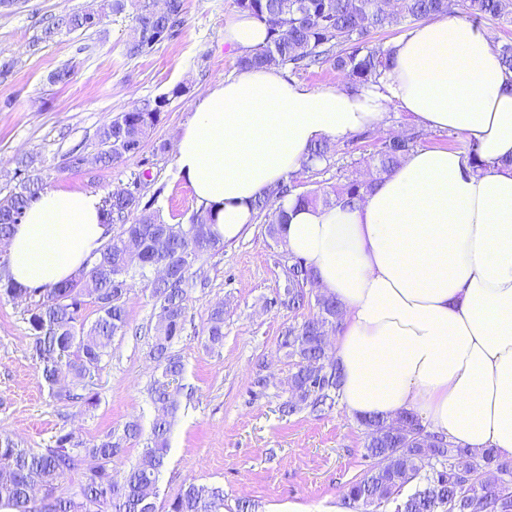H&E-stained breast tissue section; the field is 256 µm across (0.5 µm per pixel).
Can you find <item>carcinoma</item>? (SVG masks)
<instances>
[{
  "label": "carcinoma",
  "mask_w": 512,
  "mask_h": 512,
  "mask_svg": "<svg viewBox=\"0 0 512 512\" xmlns=\"http://www.w3.org/2000/svg\"><path fill=\"white\" fill-rule=\"evenodd\" d=\"M168 4L162 14L149 10L141 15L142 40L130 53H145L169 36L179 22L183 0H168ZM235 4L267 28L265 44L240 56V67L291 64L306 69L329 63L361 86L376 82L388 66V52L370 43L372 32L407 18L426 20L450 9L448 0H394L390 9L384 0H235ZM455 5L475 24L487 19L512 24V0H455ZM99 22V14L93 11L68 13L44 35L49 39L58 30H86ZM159 117L158 109L148 104L113 117L97 133L99 161L110 164L138 153ZM419 138L413 131L381 142L369 157L368 174L362 179L297 194L293 185L282 181L259 196L253 216L268 219L267 232L279 243L281 228L288 223L284 210L275 207L279 200L293 194L303 206H352L378 178L399 167ZM333 151L329 140L315 143L303 167L329 160ZM42 189L39 175L30 174L18 190L0 200L1 240L21 222ZM104 203L107 217L134 214L135 221L123 225L91 266L83 268L88 273L85 281L72 278L53 288L33 290L25 318L33 355L51 397L76 398L88 408L96 407L91 380L109 355L112 338L126 331V300L131 282L138 279L151 289L158 308L148 343V356L161 370L148 389L157 416L139 464L119 474L113 464L122 459L128 441L141 437L136 422L127 423L119 435L110 432L92 443L61 427L49 445L36 450L23 448L11 435L0 432V509L7 512H159L158 475L170 451L168 435L180 395L170 387L184 372L173 345L187 318L191 269L201 257L222 250L224 241L212 231L211 214L204 210L194 213L187 224H169L135 193H110ZM315 280L306 261L294 257L283 292L273 299V304L291 312L315 308L301 324L288 327L280 340V349L295 367L289 396L280 405L286 416L303 407L330 409L341 389V371L328 336L339 326L343 307L333 295L315 296L307 290ZM89 302L97 307L98 317L87 328L83 310ZM207 336L211 347L223 345L224 307L211 310ZM61 376L69 378L65 387L58 385ZM358 422L366 430V457L371 465L366 476L345 490L346 507L355 512H512V458H503L492 448L454 445L445 436L426 431L412 412L391 420L362 416ZM86 457L97 460L96 470L83 474L76 488L64 487L67 476ZM426 459L435 461L428 471L423 468ZM408 486L412 491L406 495ZM35 489L41 490V498L34 496ZM164 509L224 512V489L185 483Z\"/></svg>",
  "instance_id": "1"
}]
</instances>
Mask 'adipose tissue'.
Returning a JSON list of instances; mask_svg holds the SVG:
<instances>
[{"label": "adipose tissue", "mask_w": 512, "mask_h": 512, "mask_svg": "<svg viewBox=\"0 0 512 512\" xmlns=\"http://www.w3.org/2000/svg\"><path fill=\"white\" fill-rule=\"evenodd\" d=\"M224 41L246 52L265 43L266 27L241 13ZM387 50L389 67L356 89L313 90L273 67L219 81L178 136L177 165L228 243L256 197L299 171L315 142L379 128L390 110L474 144L480 173L466 152L418 148L358 204L284 198L283 241L343 306L334 350L350 415L410 410L456 445L510 458L512 76L476 26L451 16L420 22ZM108 231L99 194L40 193L7 241L12 282L29 290L71 279Z\"/></svg>", "instance_id": "adipose-tissue-1"}]
</instances>
